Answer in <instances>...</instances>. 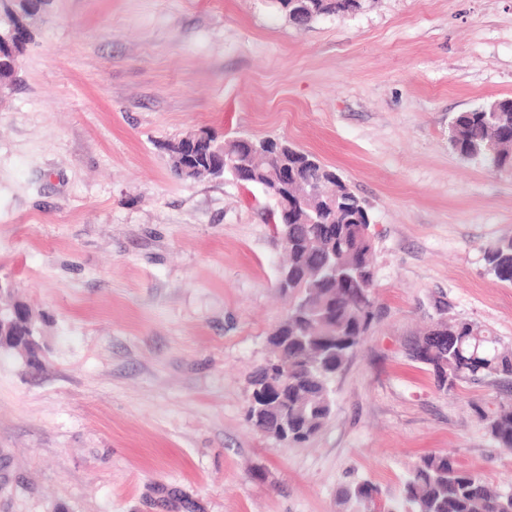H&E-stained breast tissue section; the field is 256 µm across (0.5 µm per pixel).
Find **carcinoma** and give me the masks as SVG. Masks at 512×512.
Wrapping results in <instances>:
<instances>
[{"label":"carcinoma","mask_w":512,"mask_h":512,"mask_svg":"<svg viewBox=\"0 0 512 512\" xmlns=\"http://www.w3.org/2000/svg\"><path fill=\"white\" fill-rule=\"evenodd\" d=\"M50 0H0V85L10 86L19 56L33 40L32 25ZM451 148L462 158L494 170L512 169V98L484 103L457 113L450 122ZM190 133L164 144L175 177L182 181L224 179V151L238 150L242 138L217 140L207 134L189 158ZM261 155L252 174L243 179L272 193L281 190L280 174L299 181L295 192H307L306 208L288 196V217L278 219L277 231L287 261L281 273L288 285V336L271 332L268 342L281 359L268 360L250 379L259 388L247 410V420L282 443H305L331 416L332 381L347 358L362 345L375 320L374 299L366 291L374 279V243L365 203L335 168L284 137L256 139ZM483 259L488 273L512 284V238L487 245ZM15 311V334L41 335L43 314L12 300L0 309ZM441 307L431 325L406 348L412 361L426 367L437 390L452 392L463 383L512 380V349L485 326L447 316ZM490 437L512 448V402L496 408L475 406ZM379 488L368 481L345 487L340 504L348 512H367ZM387 512H512V487L490 482L455 459L431 453L420 457L402 482L401 492Z\"/></svg>","instance_id":"cac0c4a2"}]
</instances>
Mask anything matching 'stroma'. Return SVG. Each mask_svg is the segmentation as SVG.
Returning <instances> with one entry per match:
<instances>
[{"label": "stroma", "instance_id": "35a3bbf8", "mask_svg": "<svg viewBox=\"0 0 512 512\" xmlns=\"http://www.w3.org/2000/svg\"><path fill=\"white\" fill-rule=\"evenodd\" d=\"M512 98V0H372L297 28L274 0H52L0 95V282L46 316L45 368L0 352V512H342L427 453L512 485V451L406 345L447 303L512 344V171L452 117ZM283 136L364 200L375 322L300 446L246 420L287 314L260 186L178 180L167 140ZM486 270L499 281L512 284V238L501 239L483 250ZM379 494V488L371 482L356 483L343 489L340 504L350 512H367Z\"/></svg>", "mask_w": 512, "mask_h": 512}]
</instances>
